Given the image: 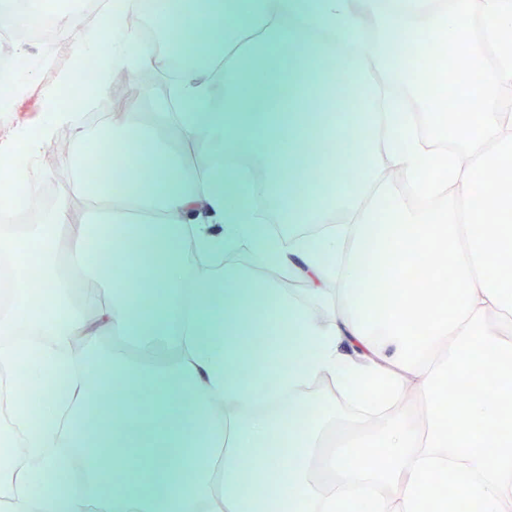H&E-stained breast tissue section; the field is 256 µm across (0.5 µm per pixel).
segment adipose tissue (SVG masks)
Masks as SVG:
<instances>
[{"label":"adipose tissue","mask_w":512,"mask_h":512,"mask_svg":"<svg viewBox=\"0 0 512 512\" xmlns=\"http://www.w3.org/2000/svg\"><path fill=\"white\" fill-rule=\"evenodd\" d=\"M431 0H154L164 15L161 42L139 39L123 13L80 30L76 54L102 57L93 86L79 67L59 71L44 93L36 133L0 139V165L17 153L36 158L60 130L86 136L73 105L111 92L121 65L182 69L168 100L136 90L122 120H107L95 144H107L117 181L73 173L45 223L14 225L0 237L13 261V295L0 306V368L23 373L37 403L18 397L0 435V501L15 512H310L317 489L308 477L336 401L309 397L316 378L340 382L356 403L396 400L422 376L392 363L395 345L370 351L358 335L371 329L376 282L369 260L396 223V192L380 184L411 139L412 113L380 105L382 85L409 96L428 92L410 48L445 28L426 14ZM420 27H410L413 18ZM388 20L380 41L369 22ZM378 71L383 83L371 80ZM70 102L60 105L59 90ZM316 96L319 109L304 103ZM361 99L362 108L350 102ZM335 142L336 169H321L318 148L298 152L307 129ZM215 157L248 159L249 170L199 169L191 147ZM151 180L139 177L142 164ZM260 176H253V169ZM129 185L121 209L115 183ZM87 218L71 223V200ZM297 227L281 240L268 214ZM320 225L317 233L302 232ZM40 247L41 293L21 256ZM247 243L269 266L311 284L300 299L246 269L224 262ZM112 255L111 266L99 256ZM150 284L151 307L140 288ZM330 298L316 317L312 305ZM112 339L111 350L100 345ZM85 348L83 377L60 393L42 392L60 376L72 341ZM126 391L112 394L113 382ZM186 401L177 410L175 399ZM78 448L84 495L63 494L49 480L65 463L59 448ZM182 458L184 472L173 470ZM41 484L40 493L27 489Z\"/></svg>","instance_id":"adipose-tissue-1"}]
</instances>
